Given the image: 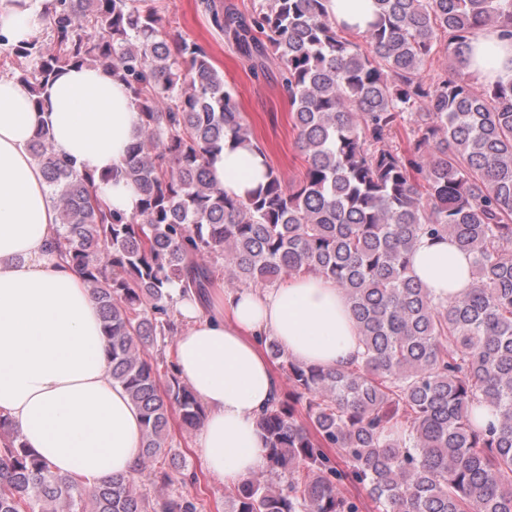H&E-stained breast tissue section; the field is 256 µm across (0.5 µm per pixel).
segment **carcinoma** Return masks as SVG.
Returning a JSON list of instances; mask_svg holds the SVG:
<instances>
[{
	"label": "carcinoma",
	"mask_w": 512,
	"mask_h": 512,
	"mask_svg": "<svg viewBox=\"0 0 512 512\" xmlns=\"http://www.w3.org/2000/svg\"><path fill=\"white\" fill-rule=\"evenodd\" d=\"M247 60L271 54L307 168L285 185L268 168L242 199L218 187L224 145L261 151L233 85L194 40L170 44L149 0H53L37 39L11 47L12 77L44 107L42 87L69 66L107 63L128 87L141 137L123 172L140 193L126 215L96 197L94 175L58 157L39 130L31 155L57 212L60 255L97 300L107 367L139 410L138 470L94 487L54 472L0 413V512H206L196 472L158 464L172 421L205 411L166 359L145 349L178 335L171 288L207 296L301 275L331 280L356 322L360 351L336 369L296 362L272 337L268 357L291 392L256 420L266 471L224 512H512V79L474 90L473 74L427 79L442 51L464 67L478 30L512 28V0H374L376 21L346 37L325 0H267L250 17L201 0ZM407 146L394 145L398 134ZM447 237L473 256V287L437 298L413 275L420 239ZM498 419L482 425L478 409ZM191 486L177 497L165 490Z\"/></svg>",
	"instance_id": "1"
}]
</instances>
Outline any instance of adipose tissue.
I'll use <instances>...</instances> for the list:
<instances>
[{"mask_svg": "<svg viewBox=\"0 0 512 512\" xmlns=\"http://www.w3.org/2000/svg\"><path fill=\"white\" fill-rule=\"evenodd\" d=\"M49 2L0 0V34L14 46L29 41ZM470 44L468 70L482 80L512 79V42L497 29L476 31ZM42 96L39 111L20 84L0 77V413L53 471L91 487L134 472L142 424L108 371L97 301L49 248L57 214L29 146L48 129L55 153L97 175L98 196L130 215L140 195L122 168L141 129L127 87L107 66L63 70ZM210 168L221 187L240 197L266 172L262 157L242 148H224ZM411 268L437 296H462L472 287L471 256L447 238L421 239ZM171 295L181 326L175 368L205 410L196 451L210 476L241 481L266 465L256 419L279 391L262 338H276L301 363L346 366L358 351L348 302L318 275L233 293L219 281L205 305L190 292L175 288Z\"/></svg>", "mask_w": 512, "mask_h": 512, "instance_id": "obj_1", "label": "adipose tissue"}]
</instances>
